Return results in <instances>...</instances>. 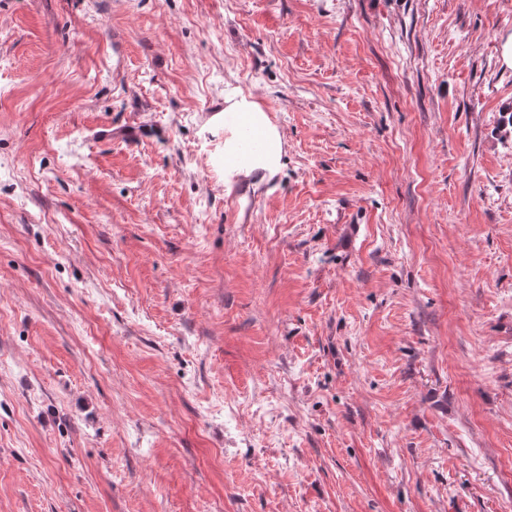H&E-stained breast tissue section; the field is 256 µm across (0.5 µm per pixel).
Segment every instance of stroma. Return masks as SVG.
<instances>
[{"label": "stroma", "mask_w": 512, "mask_h": 512, "mask_svg": "<svg viewBox=\"0 0 512 512\" xmlns=\"http://www.w3.org/2000/svg\"><path fill=\"white\" fill-rule=\"evenodd\" d=\"M512 0H0V512H512ZM283 135L225 184L227 91Z\"/></svg>", "instance_id": "obj_1"}]
</instances>
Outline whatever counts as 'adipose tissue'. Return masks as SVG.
<instances>
[{"label":"adipose tissue","instance_id":"obj_1","mask_svg":"<svg viewBox=\"0 0 512 512\" xmlns=\"http://www.w3.org/2000/svg\"><path fill=\"white\" fill-rule=\"evenodd\" d=\"M224 103L223 112L212 116L210 125L224 134L225 177H251L259 185L269 182L281 168L282 133L253 98L234 92L225 96ZM246 131L260 136L261 152L242 150L241 135Z\"/></svg>","mask_w":512,"mask_h":512}]
</instances>
